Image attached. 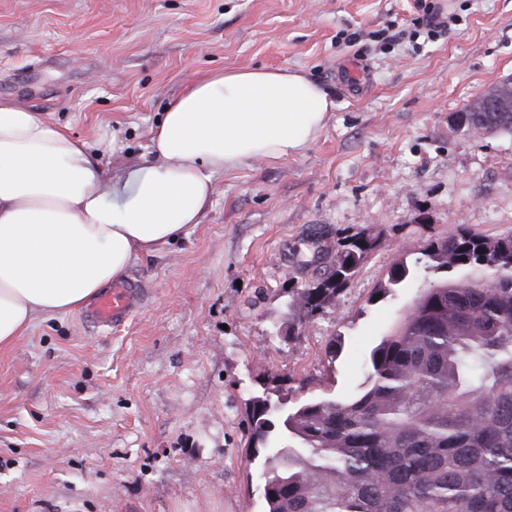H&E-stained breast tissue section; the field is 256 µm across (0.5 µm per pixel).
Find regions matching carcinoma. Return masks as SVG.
Masks as SVG:
<instances>
[{
    "label": "carcinoma",
    "instance_id": "obj_1",
    "mask_svg": "<svg viewBox=\"0 0 512 512\" xmlns=\"http://www.w3.org/2000/svg\"><path fill=\"white\" fill-rule=\"evenodd\" d=\"M463 128L512 133V101L499 112L467 104ZM378 237H341L316 279L288 290L295 336L336 301ZM424 268L486 270L492 283L441 277L372 350L364 388L349 398L290 409L273 439L269 388L246 403L248 446L265 459L263 512H512V236L460 226L428 242ZM405 261L389 273L402 283Z\"/></svg>",
    "mask_w": 512,
    "mask_h": 512
}]
</instances>
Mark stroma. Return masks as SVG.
Here are the masks:
<instances>
[{
	"label": "stroma",
	"mask_w": 512,
	"mask_h": 512,
	"mask_svg": "<svg viewBox=\"0 0 512 512\" xmlns=\"http://www.w3.org/2000/svg\"><path fill=\"white\" fill-rule=\"evenodd\" d=\"M454 17L430 38L425 9ZM400 32L397 41L387 32ZM284 68L334 103L303 152L215 178L200 224L141 256L121 327L82 311L0 350V512H262L245 403L357 394L371 350L436 273L377 296L458 226L512 235V133L453 120L512 77V0H0V98L94 140L104 170L152 161L166 104L220 69ZM370 229L361 270L300 336L286 292L323 271L313 240Z\"/></svg>",
	"instance_id": "stroma-1"
}]
</instances>
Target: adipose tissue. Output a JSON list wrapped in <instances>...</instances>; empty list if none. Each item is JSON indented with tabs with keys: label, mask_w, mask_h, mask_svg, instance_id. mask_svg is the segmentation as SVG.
Wrapping results in <instances>:
<instances>
[{
	"label": "adipose tissue",
	"mask_w": 512,
	"mask_h": 512,
	"mask_svg": "<svg viewBox=\"0 0 512 512\" xmlns=\"http://www.w3.org/2000/svg\"><path fill=\"white\" fill-rule=\"evenodd\" d=\"M332 106L297 72L215 71L168 103L152 164L108 172L86 141L0 99V349L184 236L210 206L217 175L302 152Z\"/></svg>",
	"instance_id": "ef3b65f1"
}]
</instances>
